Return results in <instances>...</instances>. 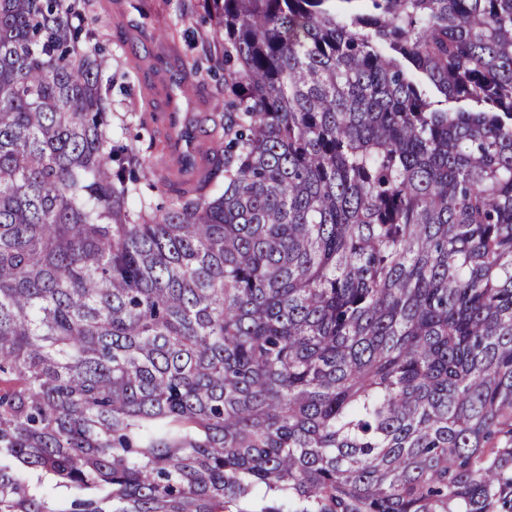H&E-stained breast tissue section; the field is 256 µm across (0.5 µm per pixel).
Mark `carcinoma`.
Returning <instances> with one entry per match:
<instances>
[{
    "instance_id": "1",
    "label": "carcinoma",
    "mask_w": 512,
    "mask_h": 512,
    "mask_svg": "<svg viewBox=\"0 0 512 512\" xmlns=\"http://www.w3.org/2000/svg\"><path fill=\"white\" fill-rule=\"evenodd\" d=\"M203 2L176 185L0 0V512H512V0Z\"/></svg>"
}]
</instances>
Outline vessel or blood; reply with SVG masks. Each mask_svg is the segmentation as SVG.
<instances>
[{"label": "vessel or blood", "mask_w": 512, "mask_h": 512, "mask_svg": "<svg viewBox=\"0 0 512 512\" xmlns=\"http://www.w3.org/2000/svg\"><path fill=\"white\" fill-rule=\"evenodd\" d=\"M150 86L162 105L157 122L167 142V155L186 181L200 178L208 164L207 131L202 122V105L195 97H183L179 90L190 80L176 51L163 47L151 56Z\"/></svg>", "instance_id": "obj_1"}]
</instances>
